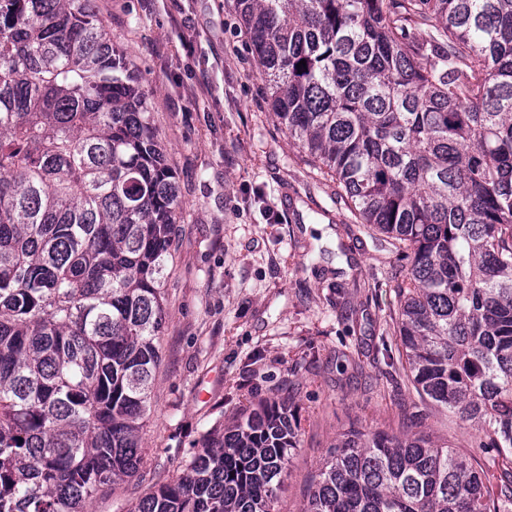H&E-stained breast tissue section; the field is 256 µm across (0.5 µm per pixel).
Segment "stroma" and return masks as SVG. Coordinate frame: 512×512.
Here are the masks:
<instances>
[{
    "instance_id": "stroma-1",
    "label": "stroma",
    "mask_w": 512,
    "mask_h": 512,
    "mask_svg": "<svg viewBox=\"0 0 512 512\" xmlns=\"http://www.w3.org/2000/svg\"><path fill=\"white\" fill-rule=\"evenodd\" d=\"M145 92L180 187L144 463L90 512H130L249 404L300 422L275 512H301L338 436L421 431L462 454L484 434L422 403L401 365L399 262L356 223L271 112L236 0H96Z\"/></svg>"
}]
</instances>
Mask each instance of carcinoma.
Wrapping results in <instances>:
<instances>
[{
	"mask_svg": "<svg viewBox=\"0 0 512 512\" xmlns=\"http://www.w3.org/2000/svg\"><path fill=\"white\" fill-rule=\"evenodd\" d=\"M236 2L271 111L405 261L408 380L485 437L350 429L301 512H512V0ZM179 210L94 0H0V512L139 472ZM299 428L263 401L131 512H274Z\"/></svg>",
	"mask_w": 512,
	"mask_h": 512,
	"instance_id": "1",
	"label": "carcinoma"
}]
</instances>
